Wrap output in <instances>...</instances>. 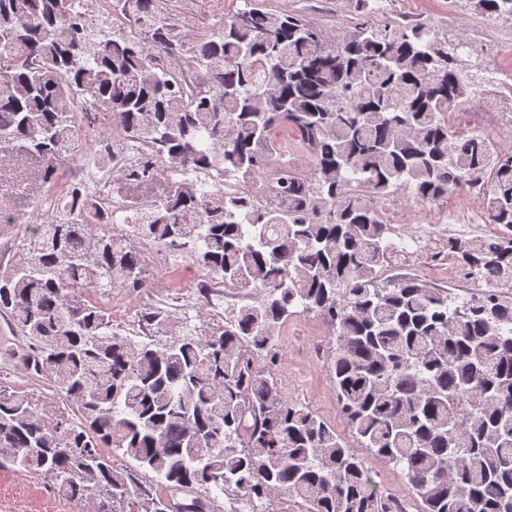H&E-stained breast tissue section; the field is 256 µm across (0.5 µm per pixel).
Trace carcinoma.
<instances>
[{"mask_svg":"<svg viewBox=\"0 0 512 512\" xmlns=\"http://www.w3.org/2000/svg\"><path fill=\"white\" fill-rule=\"evenodd\" d=\"M104 7L137 31L82 0H0V143L18 146L14 165L54 186L79 152L134 190L166 172L147 206L69 183L0 271V316L19 338L8 356L73 412L0 394V467L91 512H208L215 492L230 512H268L278 494L304 512H406L363 448L400 472L417 512H512V153L450 120L487 77L430 22L362 19L330 38L244 0L191 43L189 80L161 0ZM472 7L512 16V0ZM278 128L310 173L272 166ZM477 184L498 235L450 237L448 257L486 289L459 303L418 277L382 278L398 245L378 199L404 187L434 204ZM145 244L187 254L205 300L215 284L261 298L204 329L148 307L137 325L151 341L123 335L99 297L146 286ZM300 310L333 333L350 443L273 369L275 330Z\"/></svg>","mask_w":512,"mask_h":512,"instance_id":"1","label":"carcinoma"}]
</instances>
